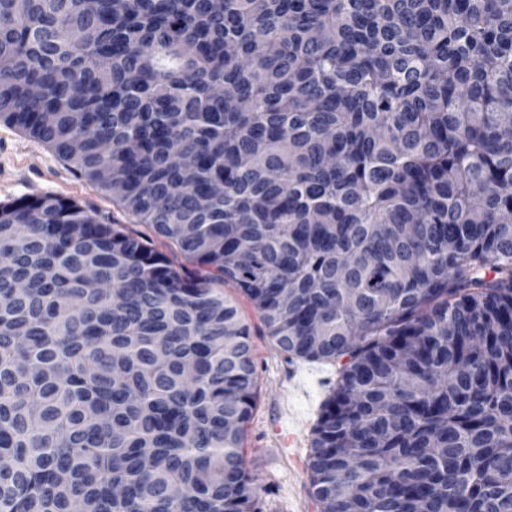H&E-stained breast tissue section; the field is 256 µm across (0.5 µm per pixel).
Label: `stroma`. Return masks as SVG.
Returning a JSON list of instances; mask_svg holds the SVG:
<instances>
[{
	"mask_svg": "<svg viewBox=\"0 0 512 512\" xmlns=\"http://www.w3.org/2000/svg\"><path fill=\"white\" fill-rule=\"evenodd\" d=\"M71 198L112 223L131 218L50 149L0 123V201L30 195ZM226 297L238 300L251 325L258 364L256 406L244 443L248 470L259 477L263 512H318L306 466L322 405L341 379L344 360H307L282 352L266 335L249 302L232 285Z\"/></svg>",
	"mask_w": 512,
	"mask_h": 512,
	"instance_id": "stroma-1",
	"label": "stroma"
}]
</instances>
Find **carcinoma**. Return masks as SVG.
<instances>
[{"instance_id": "carcinoma-1", "label": "carcinoma", "mask_w": 512, "mask_h": 512, "mask_svg": "<svg viewBox=\"0 0 512 512\" xmlns=\"http://www.w3.org/2000/svg\"><path fill=\"white\" fill-rule=\"evenodd\" d=\"M0 122L154 233L0 202V512H261L225 284L320 512H512V0H0ZM251 325L258 364L256 406L244 443L248 470L259 477L264 512H318L306 460L322 405L341 379L347 358L307 360L282 352L249 302L230 284Z\"/></svg>"}]
</instances>
